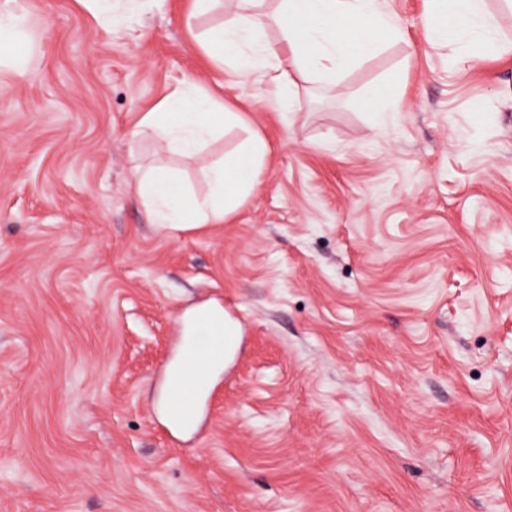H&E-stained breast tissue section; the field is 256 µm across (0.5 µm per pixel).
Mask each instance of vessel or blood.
<instances>
[{
  "label": "vessel or blood",
  "mask_w": 512,
  "mask_h": 512,
  "mask_svg": "<svg viewBox=\"0 0 512 512\" xmlns=\"http://www.w3.org/2000/svg\"><path fill=\"white\" fill-rule=\"evenodd\" d=\"M218 356L214 345L195 344L184 348L181 372L169 384L176 394L170 407L173 414L184 420L195 418L200 395L210 385Z\"/></svg>",
  "instance_id": "vessel-or-blood-1"
}]
</instances>
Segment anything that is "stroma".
Instances as JSON below:
<instances>
[{
  "mask_svg": "<svg viewBox=\"0 0 512 512\" xmlns=\"http://www.w3.org/2000/svg\"><path fill=\"white\" fill-rule=\"evenodd\" d=\"M0 0V512H512V52L429 43L432 0L283 114L199 46L238 0ZM195 85L245 114L197 155L133 138ZM389 90L398 111L355 107ZM269 153L224 223L152 224L137 168ZM241 328L199 428L157 393L179 318Z\"/></svg>",
  "mask_w": 512,
  "mask_h": 512,
  "instance_id": "stroma-1",
  "label": "stroma"
}]
</instances>
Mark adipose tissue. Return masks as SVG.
<instances>
[{
  "mask_svg": "<svg viewBox=\"0 0 512 512\" xmlns=\"http://www.w3.org/2000/svg\"><path fill=\"white\" fill-rule=\"evenodd\" d=\"M252 11L239 13L209 33L201 43L214 59L235 64L239 77H248L237 63L247 56L269 67L278 102L295 111L297 98L292 73L322 81L340 76L349 64L378 49L382 38L402 31L383 0H280L275 11L262 10L254 0ZM450 5L427 18L430 39L447 43L460 56L479 59L499 42V30L484 7V0H449ZM267 28L279 29L280 47L263 38ZM241 113L231 111L206 93L177 89L157 111L146 113L137 134L166 141L177 151H195L208 138L244 125ZM268 146L258 133H250L233 155L206 168L209 191L198 198L188 193L175 175L153 167L140 170L136 183L152 223L185 229L191 225L220 224L252 191Z\"/></svg>",
  "mask_w": 512,
  "mask_h": 512,
  "instance_id": "1",
  "label": "adipose tissue"
}]
</instances>
